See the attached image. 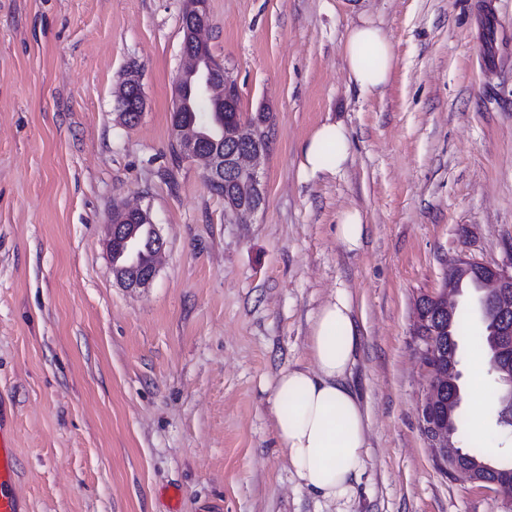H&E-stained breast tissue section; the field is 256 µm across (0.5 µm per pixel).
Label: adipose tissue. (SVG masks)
Wrapping results in <instances>:
<instances>
[{
	"mask_svg": "<svg viewBox=\"0 0 512 512\" xmlns=\"http://www.w3.org/2000/svg\"><path fill=\"white\" fill-rule=\"evenodd\" d=\"M348 78L362 94L383 93L395 57L383 29L369 19L348 27L343 43ZM346 126L327 121L301 145L299 171L313 179L341 171L349 161ZM359 331L345 290L326 301L311 324V366L280 371L274 383L275 436L301 485L328 500L352 493L368 446V414L348 383Z\"/></svg>",
	"mask_w": 512,
	"mask_h": 512,
	"instance_id": "adipose-tissue-1",
	"label": "adipose tissue"
}]
</instances>
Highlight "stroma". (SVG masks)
<instances>
[{"mask_svg":"<svg viewBox=\"0 0 512 512\" xmlns=\"http://www.w3.org/2000/svg\"><path fill=\"white\" fill-rule=\"evenodd\" d=\"M187 0H0V426L26 512H512L451 476L423 431L417 301L451 258L512 267V0H207L243 115L266 111L265 202L245 221L175 161ZM395 53L383 95L350 84L359 16ZM145 110L118 118L128 73ZM328 119L339 173L299 174ZM164 240L149 288L119 286L113 208ZM358 210L367 233L336 237ZM352 297L351 384L369 416L349 501L303 489L272 422L281 368L310 365L324 301ZM365 230L360 212L349 210L341 215L340 224L336 226V236L349 250H354L361 246Z\"/></svg>","mask_w":512,"mask_h":512,"instance_id":"1","label":"stroma"}]
</instances>
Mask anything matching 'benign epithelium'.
I'll list each match as a JSON object with an SVG mask.
<instances>
[{
  "mask_svg": "<svg viewBox=\"0 0 512 512\" xmlns=\"http://www.w3.org/2000/svg\"><path fill=\"white\" fill-rule=\"evenodd\" d=\"M188 10L195 16V20L186 31V67L181 70L172 88V104L177 112H192L195 104L201 100L220 107L231 97L233 87L226 80L214 79L207 63L201 34L210 27L211 20L205 0H188ZM143 110L144 101H135L119 109V118L129 125L134 124L141 118ZM248 122L249 119L245 118L239 123H223L220 125V133L207 141L190 132L179 120L172 126L182 157L203 161L206 178L218 179L224 176L226 168L248 174L247 189L231 203V213L237 216L254 214L260 209L259 200L264 198V186L259 162L265 153L260 149H247L226 157L223 150L216 148V144L241 138L248 129ZM122 213L123 221L108 225L106 248L111 257L112 272L124 288H146L157 274L158 258L163 251L164 241L157 225H151L154 259L146 267L139 266L131 250L139 230L135 220L148 216V212L140 208H127ZM468 282L477 285L483 318H492L494 339L490 345L491 364L507 389L503 405L505 418L508 419L512 417V270L487 265L465 256L449 260L442 292L432 297L434 305L447 313L448 318L455 316V297L463 292V285ZM429 371L431 380L422 416L436 463L450 472L463 473L480 485L491 484L501 490L511 486V470H500L489 463L473 461L455 442L451 418L457 406L456 397L452 396L445 401L440 399V392L458 387L455 364L450 362L431 367Z\"/></svg>",
  "mask_w": 512,
  "mask_h": 512,
  "instance_id": "obj_1",
  "label": "benign epithelium"
}]
</instances>
